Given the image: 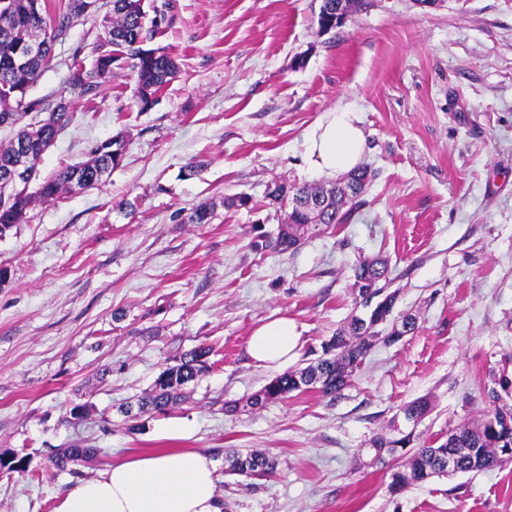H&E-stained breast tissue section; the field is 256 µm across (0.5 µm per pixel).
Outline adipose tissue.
<instances>
[{"label": "adipose tissue", "mask_w": 512, "mask_h": 512, "mask_svg": "<svg viewBox=\"0 0 512 512\" xmlns=\"http://www.w3.org/2000/svg\"><path fill=\"white\" fill-rule=\"evenodd\" d=\"M365 147L354 111L338 106L308 132L303 161L333 177L355 168ZM298 341L295 322L281 317L256 327L247 351L257 365L281 367L295 357ZM217 484L215 464L202 450L133 454L78 482L63 496L57 512H222Z\"/></svg>", "instance_id": "1"}]
</instances>
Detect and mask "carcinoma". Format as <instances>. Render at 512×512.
Here are the masks:
<instances>
[{"label": "carcinoma", "instance_id": "obj_1", "mask_svg": "<svg viewBox=\"0 0 512 512\" xmlns=\"http://www.w3.org/2000/svg\"><path fill=\"white\" fill-rule=\"evenodd\" d=\"M111 9L105 19L106 36L92 43L91 67L81 59L84 47L74 49L68 65L67 81L80 97L95 96L97 91L112 83L115 70L131 66L137 75V102L146 112L157 102L156 93L176 74L174 58L162 48H151L154 36L171 26L175 20L164 4V9L147 6L145 0H110ZM336 0H323L318 14V27L322 32L336 28ZM46 0H0V88L16 90L11 100L0 97V126L15 129L8 144H0V238L19 223L27 211L38 203H50L62 194L73 191L74 184L93 188L102 183L101 175L119 167L124 160L126 139L118 134L112 137V152L101 150L94 143L88 150V160L65 167L42 180L34 192L9 184V164L29 144L32 137L43 144L55 141L59 133L74 120L71 104L63 99L44 106L30 101L27 94L42 69L49 63L54 46L66 37L70 22L84 16L83 0H67L62 11L51 21ZM40 42L44 49L32 56H24L27 46ZM48 110L46 118L36 123L23 122L31 112ZM374 178L368 166H358L334 184L314 183L304 186L286 182L267 189L264 206L281 210L291 207L287 220L279 225L274 235L262 233L253 247L263 253H284L298 249L305 236L322 228L346 223L353 213L364 205L361 195ZM391 284L388 263L381 258H365L353 268L352 292L355 304L367 306L372 298L384 302L378 314L382 318L393 310L397 293L388 291ZM351 316L347 325L322 346V355L306 366L285 372L271 379L253 395L250 405L261 408L281 401L289 394L311 389L324 397H336L350 381L354 372L379 344H393L401 337L418 329L415 315L406 313L393 322L387 333L378 328L358 324ZM212 348L203 344L180 354L176 364L167 366L156 378L150 392L134 403L119 407L121 414L149 412L164 413L176 404L183 387L198 380L209 368L208 357ZM512 394V379L501 375L487 391L493 409L474 416L461 425L448 430L449 437L416 448L411 447L412 434L398 439L375 436L370 450L371 463H385L384 454L405 458L401 464L389 467L388 491L398 495L435 476L448 474V457L457 459L456 472L479 473L512 464V426L505 427L503 419L512 423V404L503 396ZM432 410L427 398L416 399L403 407L404 418L418 424ZM100 448H86L82 440L68 442L61 448H52L47 456L49 466L58 474L77 476L79 467L99 458ZM229 475L262 479L277 467L276 459L266 453L251 451L225 453ZM30 455L12 452L0 456V472L12 476L29 474Z\"/></svg>", "mask_w": 512, "mask_h": 512}]
</instances>
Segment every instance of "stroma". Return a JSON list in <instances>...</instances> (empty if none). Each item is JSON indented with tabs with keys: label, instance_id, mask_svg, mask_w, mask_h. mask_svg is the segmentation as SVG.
Instances as JSON below:
<instances>
[{
	"label": "stroma",
	"instance_id": "obj_1",
	"mask_svg": "<svg viewBox=\"0 0 512 512\" xmlns=\"http://www.w3.org/2000/svg\"><path fill=\"white\" fill-rule=\"evenodd\" d=\"M171 4L176 22L152 44L179 72L150 111L128 68L95 99L70 89L66 62L103 34L99 15L74 19L29 92L70 100L75 115L41 176L119 133L127 150L99 186L36 205L0 238V454L32 449L39 473L0 477V512H54L77 479L161 448L212 451L219 464L227 449L274 456L258 483L220 475L226 512H512V465L393 496L368 448L377 433L439 438L488 409L494 374L512 376V0H372L326 34L321 0ZM339 105L366 135L364 207L296 251H253L254 226L273 233L285 218L263 206L267 185L319 182L305 137ZM192 162L202 169L185 177ZM241 194L251 207L229 206ZM201 203L211 222L189 223ZM376 255L395 314H416L418 330L378 344L336 398L311 390L253 408L278 374L250 360L253 329L294 320L292 365L304 366L350 319L353 267ZM201 344L211 367L182 402L118 413ZM420 397L433 409L415 425L402 408ZM80 404L89 414L75 427ZM76 438L103 461L56 475L48 450Z\"/></svg>",
	"mask_w": 512,
	"mask_h": 512
}]
</instances>
